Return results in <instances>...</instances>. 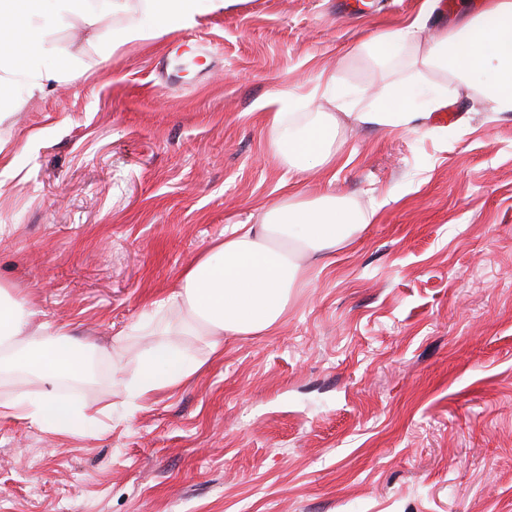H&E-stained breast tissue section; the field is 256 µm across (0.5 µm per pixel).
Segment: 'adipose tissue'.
<instances>
[{
    "instance_id": "1",
    "label": "adipose tissue",
    "mask_w": 512,
    "mask_h": 512,
    "mask_svg": "<svg viewBox=\"0 0 512 512\" xmlns=\"http://www.w3.org/2000/svg\"><path fill=\"white\" fill-rule=\"evenodd\" d=\"M225 6V0H109L112 13L127 18L112 46L139 43L160 30L192 27ZM98 12L96 0H0V36H18L28 60L20 67L0 52V88L19 83L27 95L44 93L64 71L60 65L40 64L56 54L50 31L77 18L95 26ZM420 63L447 74V83L428 91L398 85L371 111L352 113V121L405 129L421 118L411 109L415 98L428 96L436 107L461 88L476 91L495 111L512 112V0H488L483 11L441 31ZM293 97V90L285 88L266 101V150L300 179L309 170L335 164L336 115L289 111ZM365 222L362 214L327 194L307 200L295 192L261 205L253 223L231 225L222 240L182 271L163 301L181 318L165 325V335L203 337L210 355L220 356L225 337L275 330L288 313L292 289L308 275V259L328 258ZM3 347L9 350V365L36 373L44 390L39 398L19 396L0 405V413L64 432L74 409L57 390V381L84 373L81 349L69 327L38 321L28 302L0 286ZM138 361V376L130 386L137 396L183 382L198 371L163 342L144 349Z\"/></svg>"
}]
</instances>
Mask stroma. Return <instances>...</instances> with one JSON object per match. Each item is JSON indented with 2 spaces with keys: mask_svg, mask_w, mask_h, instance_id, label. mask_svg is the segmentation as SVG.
I'll return each instance as SVG.
<instances>
[{
  "mask_svg": "<svg viewBox=\"0 0 512 512\" xmlns=\"http://www.w3.org/2000/svg\"><path fill=\"white\" fill-rule=\"evenodd\" d=\"M422 0H237L110 51L101 9L52 31L68 69L0 99V285L71 326L89 429L0 416V512H512V112L471 91L453 121L355 125L396 84L433 87L417 45L361 43ZM336 76L334 167L296 185L266 154L264 103L317 112ZM335 191L369 224L312 267L272 333L171 337L200 374L130 399L133 332L259 205Z\"/></svg>",
  "mask_w": 512,
  "mask_h": 512,
  "instance_id": "obj_1",
  "label": "stroma"
}]
</instances>
